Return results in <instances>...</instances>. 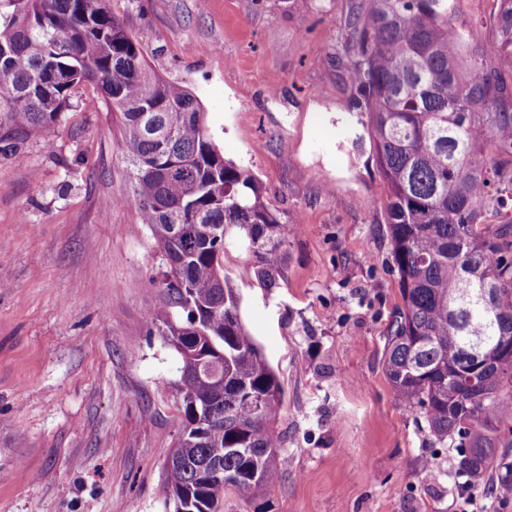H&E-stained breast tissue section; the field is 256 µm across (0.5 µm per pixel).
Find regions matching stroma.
I'll return each mask as SVG.
<instances>
[{"label":"stroma","instance_id":"1","mask_svg":"<svg viewBox=\"0 0 512 512\" xmlns=\"http://www.w3.org/2000/svg\"><path fill=\"white\" fill-rule=\"evenodd\" d=\"M349 0H110L147 64L201 101L290 234L278 288L224 256L283 388L274 490L224 512H512L469 485L383 370L401 298L365 113L336 53ZM54 130L0 141V512H173L180 359L150 317L159 257L124 198L118 121L91 85Z\"/></svg>","mask_w":512,"mask_h":512}]
</instances>
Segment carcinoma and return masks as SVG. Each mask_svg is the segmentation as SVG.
<instances>
[{
	"mask_svg": "<svg viewBox=\"0 0 512 512\" xmlns=\"http://www.w3.org/2000/svg\"><path fill=\"white\" fill-rule=\"evenodd\" d=\"M458 0H351L343 45L353 107L367 113L386 196L402 305L387 329L385 375L436 441L459 449V472L512 489V222L486 223L489 201L512 183V107L501 75L512 69V0H493L498 63L482 31L458 25ZM107 0H0V140L43 132L89 83L119 120L130 170L127 199L150 228L164 271L152 280V324L181 360V426L165 466L167 498L188 512H221L233 491L273 488L279 441L242 393L282 395L274 370L240 317L224 253L243 247L256 277L278 287L288 225L247 167L224 159L185 86L144 61L139 41ZM495 147L497 154H487ZM461 288H495V301H458ZM198 325H193L194 320ZM224 352V387L196 370ZM211 418L195 425L194 405ZM238 452L231 453L229 449ZM221 460L204 484L197 467Z\"/></svg>",
	"mask_w": 512,
	"mask_h": 512,
	"instance_id": "obj_1",
	"label": "carcinoma"
}]
</instances>
